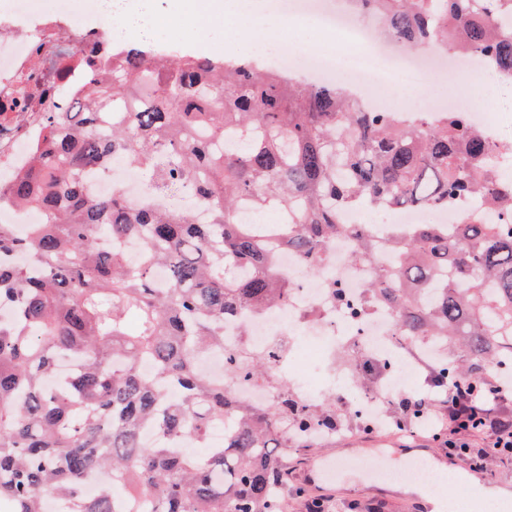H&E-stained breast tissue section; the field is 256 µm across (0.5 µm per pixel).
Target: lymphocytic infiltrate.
Masks as SVG:
<instances>
[{
	"instance_id": "f902f5d3",
	"label": "lymphocytic infiltrate",
	"mask_w": 512,
	"mask_h": 512,
	"mask_svg": "<svg viewBox=\"0 0 512 512\" xmlns=\"http://www.w3.org/2000/svg\"><path fill=\"white\" fill-rule=\"evenodd\" d=\"M511 402L512 380L464 375L447 384L443 396L426 392L409 398V417L401 427L458 448L481 470L488 459L512 455V416L502 411Z\"/></svg>"
}]
</instances>
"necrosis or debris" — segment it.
I'll return each instance as SVG.
<instances>
[{"instance_id": "obj_1", "label": "necrosis or debris", "mask_w": 512, "mask_h": 512, "mask_svg": "<svg viewBox=\"0 0 512 512\" xmlns=\"http://www.w3.org/2000/svg\"><path fill=\"white\" fill-rule=\"evenodd\" d=\"M0 0V165L15 170L26 157V148L41 112L66 111L70 99L65 87L85 86L87 74L70 65L64 80H57L45 58L67 34L87 27L108 30L110 17L87 18L74 8L76 0ZM283 17L294 16L328 29L330 44L304 48L281 40L275 67L300 69L311 77L329 79L340 66H347L356 87L365 92L388 82L416 87L436 72L451 70L461 79L474 76V55L463 50L444 57L437 47L426 54L402 60L383 61L382 47L373 28L353 11L336 10L334 0H282ZM355 242L350 235L337 237L327 260L317 272L291 252L280 251V272L293 284L287 300L263 312H244L225 319L224 346L200 363L203 372L220 375L235 399L255 411L266 409L279 385L313 401L316 390L303 364L312 357L326 361L332 384L343 397L345 419L336 435L349 437L362 425L387 426L389 402L400 391L419 392L420 378L431 365L447 363L441 336L419 339L405 336L397 313L379 304L365 306L351 316L332 294L333 284L346 286L361 297L374 276V264L353 262ZM272 355L270 383L262 384L242 375L226 373L229 355L240 349ZM365 353L374 364L384 366L385 383L363 385L338 359V349Z\"/></svg>"}]
</instances>
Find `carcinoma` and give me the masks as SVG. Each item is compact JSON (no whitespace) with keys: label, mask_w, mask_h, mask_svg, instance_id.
Wrapping results in <instances>:
<instances>
[{"label":"carcinoma","mask_w":512,"mask_h":512,"mask_svg":"<svg viewBox=\"0 0 512 512\" xmlns=\"http://www.w3.org/2000/svg\"><path fill=\"white\" fill-rule=\"evenodd\" d=\"M354 2L410 48L439 41L512 74V13L473 19L469 0ZM58 56L89 80L70 111L39 113L27 165L0 177V210L44 216L23 237L0 222V512H45L48 498L65 512H126L128 496L140 512H281L282 456L311 447V430L336 429L335 400L284 398L254 413L199 362L224 346L225 316L288 298L276 248L320 267L344 231L342 209L486 196L505 219L452 234L414 224L382 241L358 227L355 257H390L367 290L408 336L447 337L456 360L440 380L512 360V189L468 113L418 131L269 64L171 59L93 33ZM108 112L121 119L101 136ZM115 157L149 173L139 200L100 196L86 177ZM180 190L189 208L156 205ZM245 203L280 209V223L242 222ZM103 236L139 245L140 260ZM66 358L81 369L55 388ZM109 471L88 495L85 478Z\"/></svg>","instance_id":"obj_1"}]
</instances>
